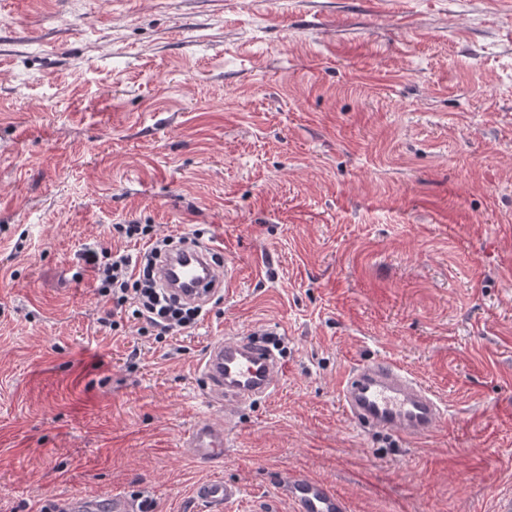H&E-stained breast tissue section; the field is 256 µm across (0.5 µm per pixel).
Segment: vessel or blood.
Listing matches in <instances>:
<instances>
[{
	"instance_id": "obj_1",
	"label": "vessel or blood",
	"mask_w": 512,
	"mask_h": 512,
	"mask_svg": "<svg viewBox=\"0 0 512 512\" xmlns=\"http://www.w3.org/2000/svg\"><path fill=\"white\" fill-rule=\"evenodd\" d=\"M166 287L187 302L207 303L233 280L231 264L217 262L211 247L194 244L168 253L159 265ZM282 365L266 345L251 340L213 341L200 371L205 397L222 404L223 420L198 417L190 428L184 450L196 460L223 458L229 421L252 400L272 393ZM340 399L346 415L360 425L420 440L432 434L444 416L438 398L413 375L386 360L352 368L341 381ZM288 499L295 512H347L345 501L325 484L301 475H288ZM240 488L223 479H211L195 489L197 499L221 512L238 499Z\"/></svg>"
}]
</instances>
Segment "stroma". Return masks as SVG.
<instances>
[{
	"label": "stroma",
	"mask_w": 512,
	"mask_h": 512,
	"mask_svg": "<svg viewBox=\"0 0 512 512\" xmlns=\"http://www.w3.org/2000/svg\"><path fill=\"white\" fill-rule=\"evenodd\" d=\"M211 244L235 278L163 340L82 259L115 224ZM278 345L222 460L184 452L212 340ZM391 361L447 415L361 426L339 383ZM494 512L512 494V0H0V512L52 500ZM288 500L296 512H347L345 501L325 484L297 474L285 482ZM240 488L221 478L200 483L195 489L196 498L214 511H220L224 505L240 496Z\"/></svg>",
	"instance_id": "1"
}]
</instances>
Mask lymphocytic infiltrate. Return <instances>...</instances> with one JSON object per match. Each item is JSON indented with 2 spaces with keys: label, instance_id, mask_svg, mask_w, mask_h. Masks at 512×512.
<instances>
[{
  "label": "lymphocytic infiltrate",
  "instance_id": "lymphocytic-infiltrate-1",
  "mask_svg": "<svg viewBox=\"0 0 512 512\" xmlns=\"http://www.w3.org/2000/svg\"><path fill=\"white\" fill-rule=\"evenodd\" d=\"M114 230L118 237L144 242L146 249L135 257L116 251L104 262L95 252H87L85 262L94 275L98 294L116 308L130 310L139 324V334L160 338L176 330H194L202 307L165 303L166 291L155 279L154 259L164 243L154 237L152 225L118 224Z\"/></svg>",
  "mask_w": 512,
  "mask_h": 512
}]
</instances>
